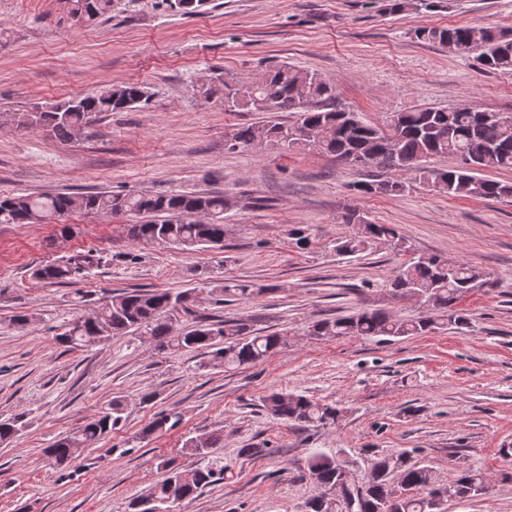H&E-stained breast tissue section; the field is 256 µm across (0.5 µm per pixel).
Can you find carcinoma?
<instances>
[{"label":"carcinoma","mask_w":512,"mask_h":512,"mask_svg":"<svg viewBox=\"0 0 512 512\" xmlns=\"http://www.w3.org/2000/svg\"><path fill=\"white\" fill-rule=\"evenodd\" d=\"M70 13L79 22L89 23L112 9V0H69ZM421 41L450 50L477 51L484 67L512 76V32L496 28L429 27L415 30ZM213 82L224 85V107L230 112H268L265 120L240 127L229 140L235 151L269 144L287 150L318 151L343 160L360 156L395 173L413 170L420 183L449 196L466 195L494 199L512 196V184L479 176L488 168L512 169V113L479 110L474 107L426 108L394 112L384 126L367 123L358 112L329 107L335 89L314 73H304L288 64L274 67L251 82L253 95L237 101V90L224 84V73L217 72ZM150 94L138 83L108 84L97 93L61 99L30 112L3 113L0 116L22 128L43 127L54 136L67 139L83 130L107 112H125L147 102ZM289 112L291 122H281L271 113ZM456 158L451 168L433 166L436 158ZM353 189L366 195H400L410 185L399 177L372 182H356ZM235 207L223 194L194 193H48L38 196L16 195L0 198V224H49L76 212L104 215L126 214L137 222L126 225L127 235L139 243H165L187 249L224 247V215ZM342 223L351 231L334 241L336 253L362 254L381 244L402 248L390 224H377L365 214L348 209ZM291 244L310 252L315 242L303 227L289 232ZM100 263L98 254L76 253L63 263L41 265L32 278L44 283H64ZM483 273L477 268L436 255H413L393 276L395 293L416 295L428 304L433 314L402 319L388 311H363L333 320H321L309 329V335L321 339L337 337L375 338L421 336L438 328L437 319L458 330L469 327V318L456 309L457 300L477 287ZM263 288L218 282L209 294L224 303L238 296L258 297ZM197 297L196 289L173 293L166 290L135 289L113 295L91 316L69 321L56 336L60 344L72 349H88L115 336L146 337L160 350H208V364L235 368L265 360L283 344L280 334L257 335L246 331L234 320L211 322L203 318L195 329L180 333L174 314L188 309ZM263 407L276 418L303 429L325 428L336 424L341 410L304 395L271 392L262 397ZM123 401L115 397L109 407L92 417L75 432L63 436L44 449V454L67 469L122 418ZM180 415L165 410L154 414L142 430L141 439L171 429ZM21 418L0 419V445L7 446L19 436ZM221 437L211 435L186 441L184 451L206 456L220 447ZM344 462L333 456L313 454L307 465L315 494L305 502V512H434L438 497L476 496L472 488L488 483L485 473L473 467L460 471L448 484L437 482L430 467L411 461L399 451L377 458L368 477L369 486L357 491L344 475ZM156 468L161 473L145 493L132 503L135 512H164L169 505L195 498L205 486L224 479V470L186 471L172 458L160 456ZM408 494H395L394 480Z\"/></svg>","instance_id":"1"}]
</instances>
